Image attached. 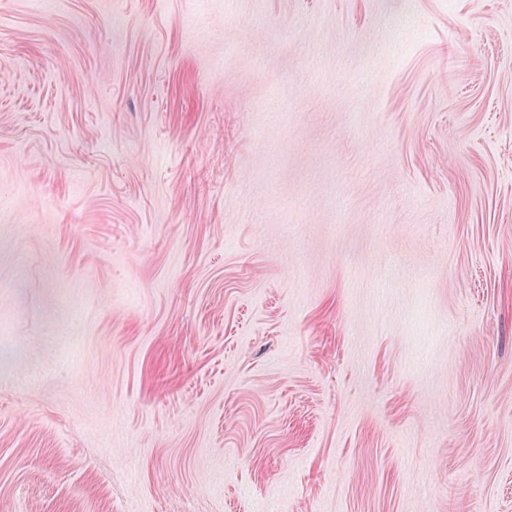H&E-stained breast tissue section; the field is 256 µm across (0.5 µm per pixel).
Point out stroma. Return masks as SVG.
Segmentation results:
<instances>
[{
    "instance_id": "stroma-1",
    "label": "stroma",
    "mask_w": 512,
    "mask_h": 512,
    "mask_svg": "<svg viewBox=\"0 0 512 512\" xmlns=\"http://www.w3.org/2000/svg\"><path fill=\"white\" fill-rule=\"evenodd\" d=\"M0 512H512V0H0Z\"/></svg>"
}]
</instances>
